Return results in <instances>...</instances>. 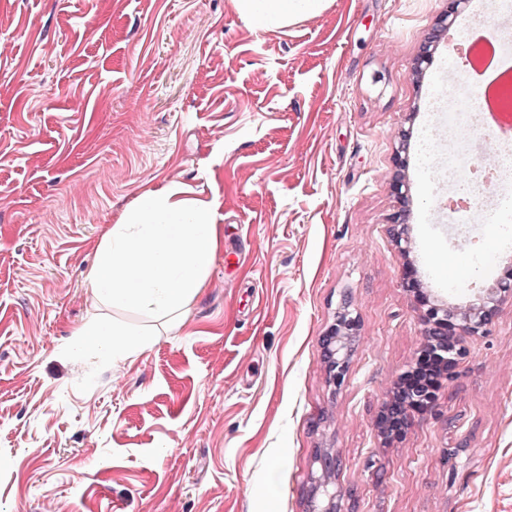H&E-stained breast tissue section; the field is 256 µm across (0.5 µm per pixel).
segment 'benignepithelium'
I'll list each match as a JSON object with an SVG mask.
<instances>
[{"label":"benign epithelium","instance_id":"7a95c632","mask_svg":"<svg viewBox=\"0 0 512 512\" xmlns=\"http://www.w3.org/2000/svg\"><path fill=\"white\" fill-rule=\"evenodd\" d=\"M468 0H448L445 11L439 16L431 32L425 40L417 58L414 71L422 73V64L431 57L440 34L448 29V22L460 13L461 6ZM406 163L401 153H396V172L391 179L393 192L400 202H405L409 185L406 182ZM406 210L395 212L388 228L398 252L407 258L411 254V238L409 225L405 224ZM400 286L405 291L416 294L417 300L426 307L421 313L426 329L422 341L423 358H428L445 369L456 368L464 357L466 350L463 345L465 336H483L497 317L502 305L512 302V270L498 278L488 288H478L472 298L464 305H454L443 301L434 294L425 293L416 278L413 262L407 260L402 265ZM360 330L359 317L351 310L350 301L345 299L336 311V318L330 325L323 345L326 353V375L331 385L342 386L349 371L350 358ZM420 367L415 361L401 373L394 390L388 395L376 418L379 435L387 442L403 439L409 428L408 415L413 410L431 411L435 406V395L418 387L409 386ZM320 471L313 478V493H321L325 500L317 501L311 497L309 512H337L335 485L336 473L340 468V460L329 450L316 457Z\"/></svg>","mask_w":512,"mask_h":512}]
</instances>
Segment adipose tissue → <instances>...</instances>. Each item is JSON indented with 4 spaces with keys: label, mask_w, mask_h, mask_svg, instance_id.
I'll return each instance as SVG.
<instances>
[{
    "label": "adipose tissue",
    "mask_w": 512,
    "mask_h": 512,
    "mask_svg": "<svg viewBox=\"0 0 512 512\" xmlns=\"http://www.w3.org/2000/svg\"><path fill=\"white\" fill-rule=\"evenodd\" d=\"M236 11L261 29H276L321 14L329 0H233ZM223 229L210 202L179 185L139 196L103 234L87 279L94 299L133 309L175 330L183 324L213 264ZM76 342L99 343L113 358L140 353L143 334L107 328L98 318L76 326Z\"/></svg>",
    "instance_id": "adipose-tissue-1"
}]
</instances>
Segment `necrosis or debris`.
I'll return each instance as SVG.
<instances>
[{"label":"necrosis or debris","mask_w":512,"mask_h":512,"mask_svg":"<svg viewBox=\"0 0 512 512\" xmlns=\"http://www.w3.org/2000/svg\"><path fill=\"white\" fill-rule=\"evenodd\" d=\"M493 15L501 19L493 39H485L483 14L471 19L470 38L463 48L471 71L483 69L486 58L496 56L498 47L512 39V0H491ZM424 143L429 167L434 173L438 198L447 202L452 212H463L466 217L483 211L502 209L512 200V122L503 121L500 128L490 131L491 159H470L460 151V144L468 131L485 126L487 115L477 104H470L468 112H460L459 104L448 90H441L433 99L428 113ZM465 184L467 191L461 199L447 196L449 186Z\"/></svg>","instance_id":"obj_1"}]
</instances>
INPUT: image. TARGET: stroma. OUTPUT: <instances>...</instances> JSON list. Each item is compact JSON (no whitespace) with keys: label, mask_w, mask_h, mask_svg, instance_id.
Masks as SVG:
<instances>
[{"label":"stroma","mask_w":512,"mask_h":512,"mask_svg":"<svg viewBox=\"0 0 512 512\" xmlns=\"http://www.w3.org/2000/svg\"><path fill=\"white\" fill-rule=\"evenodd\" d=\"M445 8L330 0L260 30L232 0H0V512H307L324 448L340 512H512V304L402 441L374 424L424 328L387 231L399 145L425 289L459 304L463 275L508 265L512 222L475 219L487 265L431 216L419 132L481 6L415 76ZM174 183L224 237L167 331L87 275L108 225ZM346 298L361 327L336 390L323 338ZM94 315L150 345L73 343Z\"/></svg>","instance_id":"obj_1"}]
</instances>
